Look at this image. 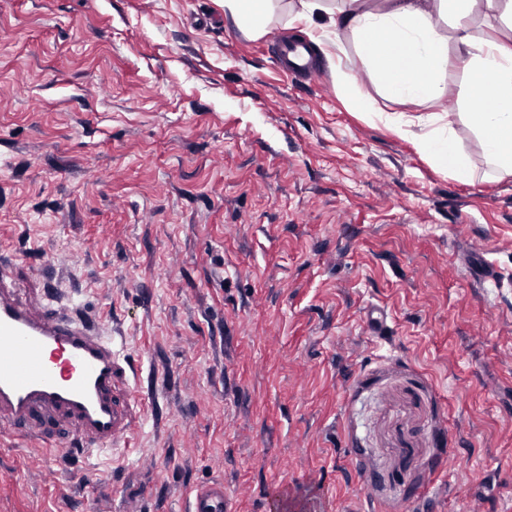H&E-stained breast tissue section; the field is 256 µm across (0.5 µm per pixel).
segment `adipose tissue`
I'll use <instances>...</instances> for the list:
<instances>
[{
	"label": "adipose tissue",
	"mask_w": 512,
	"mask_h": 512,
	"mask_svg": "<svg viewBox=\"0 0 512 512\" xmlns=\"http://www.w3.org/2000/svg\"><path fill=\"white\" fill-rule=\"evenodd\" d=\"M282 6L320 23L321 53L354 49L378 97L394 103H439L448 94V65L456 63L469 77L466 94L476 104L458 118L434 112L415 119L380 109L342 68L336 87L357 109L413 140L435 167L469 181L476 169L456 130L464 120L485 144L486 177H512V0H224V13L258 37ZM481 15L498 17L499 26L477 27Z\"/></svg>",
	"instance_id": "obj_1"
}]
</instances>
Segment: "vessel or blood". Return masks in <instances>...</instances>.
<instances>
[{
    "mask_svg": "<svg viewBox=\"0 0 512 512\" xmlns=\"http://www.w3.org/2000/svg\"><path fill=\"white\" fill-rule=\"evenodd\" d=\"M277 52L285 74L316 76L305 45L283 41ZM19 292L0 273V433L63 438L82 455L127 444L138 406L118 394L133 370L128 355L58 300L32 305ZM225 501L213 483L196 490L188 512H225Z\"/></svg>",
    "mask_w": 512,
    "mask_h": 512,
    "instance_id": "b4317fda",
    "label": "vessel or blood"
}]
</instances>
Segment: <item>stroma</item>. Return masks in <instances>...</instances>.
Instances as JSON below:
<instances>
[{
    "instance_id": "obj_1",
    "label": "stroma",
    "mask_w": 512,
    "mask_h": 512,
    "mask_svg": "<svg viewBox=\"0 0 512 512\" xmlns=\"http://www.w3.org/2000/svg\"><path fill=\"white\" fill-rule=\"evenodd\" d=\"M224 0H0V258L136 369L129 447L0 444V512H512V178L284 77ZM380 307L382 335L367 312ZM445 469H437L439 461ZM223 483H213L199 488L189 500L188 512H227Z\"/></svg>"
}]
</instances>
